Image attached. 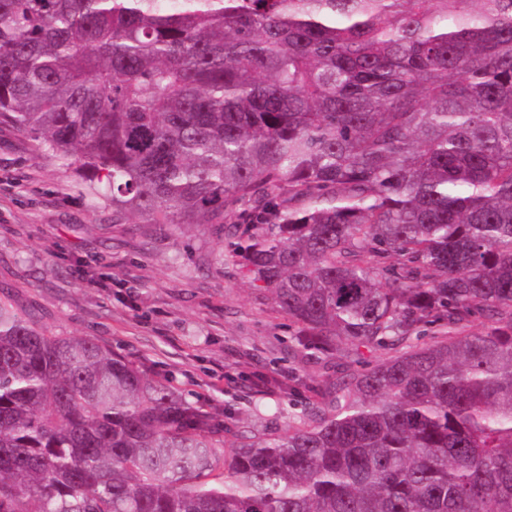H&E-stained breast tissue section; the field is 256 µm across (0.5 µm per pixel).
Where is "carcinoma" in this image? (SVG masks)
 <instances>
[{"instance_id":"carcinoma-1","label":"carcinoma","mask_w":512,"mask_h":512,"mask_svg":"<svg viewBox=\"0 0 512 512\" xmlns=\"http://www.w3.org/2000/svg\"><path fill=\"white\" fill-rule=\"evenodd\" d=\"M0 124L227 231L300 360L391 351L226 451L0 299V512H512V0H0Z\"/></svg>"}]
</instances>
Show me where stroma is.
I'll list each match as a JSON object with an SVG mask.
<instances>
[{
  "mask_svg": "<svg viewBox=\"0 0 512 512\" xmlns=\"http://www.w3.org/2000/svg\"><path fill=\"white\" fill-rule=\"evenodd\" d=\"M206 224H116L72 172L0 125V297L55 336H91L242 428H287L323 380L381 350L308 362L285 314Z\"/></svg>",
  "mask_w": 512,
  "mask_h": 512,
  "instance_id": "stroma-1",
  "label": "stroma"
}]
</instances>
